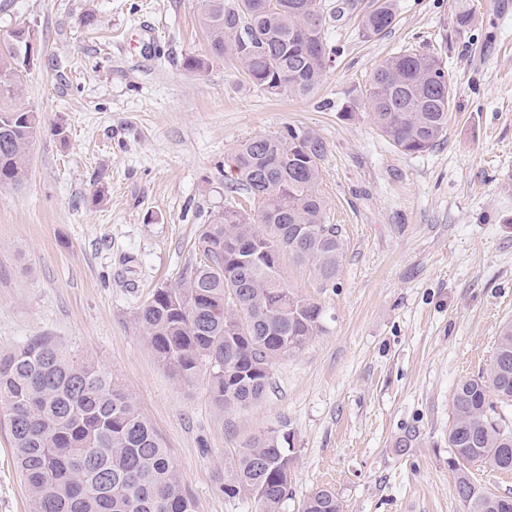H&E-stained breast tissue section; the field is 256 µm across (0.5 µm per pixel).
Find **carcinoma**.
<instances>
[{
	"instance_id": "carcinoma-1",
	"label": "carcinoma",
	"mask_w": 512,
	"mask_h": 512,
	"mask_svg": "<svg viewBox=\"0 0 512 512\" xmlns=\"http://www.w3.org/2000/svg\"><path fill=\"white\" fill-rule=\"evenodd\" d=\"M209 53L188 55L183 67L201 73L215 61L232 65L270 93L315 94L336 47L325 33L318 0H199ZM395 19L394 0L363 20L367 35ZM30 30L0 42V187L28 177L37 113L4 106L19 95L33 63ZM454 90L438 56L404 50L382 60L362 95L348 97L341 117L367 114L381 135L406 154L438 145L448 127ZM326 142L309 127L259 135L227 161L228 189L260 202L257 215L233 206L213 215L195 241L200 260L174 288L161 286L138 307L136 319L150 348L186 383L209 367L213 403L228 414L258 404L275 362L300 351L324 328V308L296 295L280 275L288 254L312 269L324 288L336 287L344 248L339 228L325 221L319 193ZM0 402L30 512H195L161 440L134 402L89 359L48 337L0 357ZM512 323L500 330L493 362L460 381L448 428L450 467L467 512H512V495L475 482V465L512 472ZM291 433L270 429L229 458L220 490L254 499L258 512H285L290 490ZM298 512H341L336 494L319 488Z\"/></svg>"
}]
</instances>
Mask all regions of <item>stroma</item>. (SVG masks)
Listing matches in <instances>:
<instances>
[{"mask_svg":"<svg viewBox=\"0 0 512 512\" xmlns=\"http://www.w3.org/2000/svg\"><path fill=\"white\" fill-rule=\"evenodd\" d=\"M339 49L313 97L271 95L224 63L204 73L198 0H0V37L34 33L17 105L40 131L19 187H0V354L46 336L112 374L159 435L195 512H256L220 485L235 448L293 436L288 512L320 487L343 512H465L448 466L451 400L489 368L512 321V0H326ZM467 10L469 26L456 16ZM92 14L94 27L81 22ZM437 52L455 90L444 141L405 154L337 107L400 50ZM313 128L320 193L344 257L333 288L281 257L325 310L323 332L272 368L264 401L230 416L207 374L179 381L135 318L198 261L204 224L234 193L224 160L249 138ZM0 406V512H30ZM376 8L367 14L363 20V32L366 35H379L392 25L395 19V4L393 0H383Z\"/></svg>","mask_w":512,"mask_h":512,"instance_id":"obj_1","label":"stroma"}]
</instances>
